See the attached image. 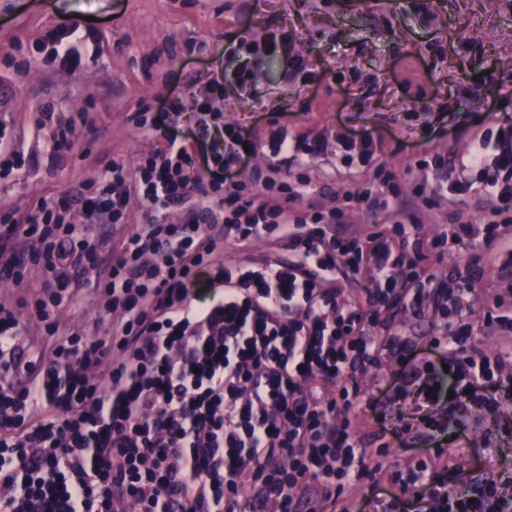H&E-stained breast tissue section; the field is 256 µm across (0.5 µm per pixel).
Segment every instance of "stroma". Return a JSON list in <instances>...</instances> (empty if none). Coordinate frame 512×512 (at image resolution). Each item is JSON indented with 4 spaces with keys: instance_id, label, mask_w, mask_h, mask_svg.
<instances>
[{
    "instance_id": "obj_1",
    "label": "stroma",
    "mask_w": 512,
    "mask_h": 512,
    "mask_svg": "<svg viewBox=\"0 0 512 512\" xmlns=\"http://www.w3.org/2000/svg\"><path fill=\"white\" fill-rule=\"evenodd\" d=\"M83 21L84 59L78 70L53 63L43 43L63 19ZM286 30L303 57L297 68L282 52H252L243 41ZM245 64L246 87L213 78ZM512 0H0V121L23 168L0 178V213L25 210L51 194L75 196L101 154L135 168L159 147L129 122L131 113L157 117L179 105L177 133L190 135L198 101L211 99L222 127L244 125L260 136L272 123L295 132L341 130L380 143L376 165L395 176L398 195L413 198L433 171L418 161L468 151L475 137L512 120ZM52 113L41 122L42 113ZM89 114L93 126L80 125ZM72 127L71 148L56 162L48 152L59 128ZM319 165L332 179L315 184L325 207L345 210L346 223L363 229L356 204L339 193L335 145ZM447 208L415 201L401 222L416 232L422 279L468 286L472 312L451 329L469 325L472 339L495 362L493 386L512 385V335H484L488 317L512 314V273L497 248L434 240L453 232ZM351 431L362 439L364 463L389 483L390 469L409 474L424 462L452 493L471 494L495 480L512 498V401L495 413L450 415L448 405L425 419L395 425L391 404H353Z\"/></svg>"
}]
</instances>
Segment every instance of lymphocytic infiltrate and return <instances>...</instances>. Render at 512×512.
<instances>
[{"mask_svg":"<svg viewBox=\"0 0 512 512\" xmlns=\"http://www.w3.org/2000/svg\"><path fill=\"white\" fill-rule=\"evenodd\" d=\"M81 25L58 26L49 38L61 67L81 65ZM182 118L170 109L151 129L162 147L143 155L136 171L100 156L83 184L84 221L69 219L71 202L43 197L22 213L0 216V281L22 287L30 262L47 275L34 301V350L14 309L0 305V512H321L338 480L365 477L362 443L337 423V400L316 380H343L359 391L358 372L385 362L409 369L420 354L448 360V375L420 383L416 411L453 394L465 405L487 389L493 373L468 332L424 348L393 329L395 317L448 325L449 313L470 308L469 289L425 286L418 240L377 227L398 216L388 181L375 191L347 193L375 232L342 228L339 208L292 218L311 177L279 184L280 163L311 169L328 140L357 177L368 176L378 147L346 133H295L272 124L259 140L274 164L249 187L228 179L243 158L242 133L224 139L215 160L221 177L189 178L194 152L171 138ZM434 183L419 187L434 206L477 195L485 211L512 209V124L482 135L455 158L423 160ZM220 195L222 208L210 207ZM144 213L182 207L177 224H132L129 204ZM112 232H103V225ZM267 239L289 259L262 256L241 263L225 242L249 247ZM367 273L371 307L362 313L329 289L341 266ZM93 286L117 312L112 332L59 333L56 315L80 288ZM412 512H512V499L487 485L452 500L444 479L413 471Z\"/></svg>","mask_w":512,"mask_h":512,"instance_id":"1","label":"lymphocytic infiltrate"}]
</instances>
